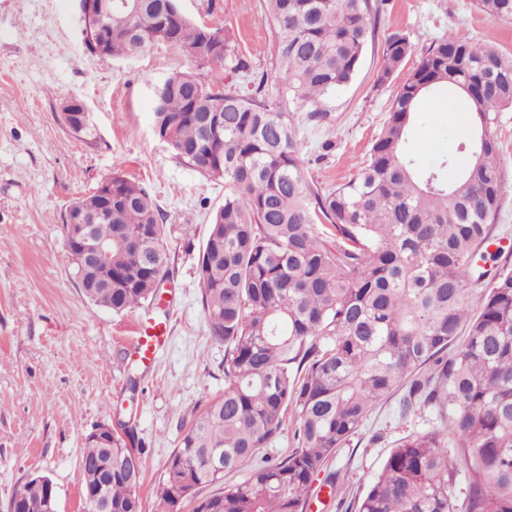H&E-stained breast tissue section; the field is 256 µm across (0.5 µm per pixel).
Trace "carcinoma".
<instances>
[{
  "instance_id": "1",
  "label": "carcinoma",
  "mask_w": 512,
  "mask_h": 512,
  "mask_svg": "<svg viewBox=\"0 0 512 512\" xmlns=\"http://www.w3.org/2000/svg\"><path fill=\"white\" fill-rule=\"evenodd\" d=\"M491 19L512 21V0H476ZM375 0H265L275 55L293 103L315 104L353 80ZM156 42L209 65L246 73L224 31L190 21L178 0H112L105 55L132 57ZM413 53L390 34L376 82ZM195 73L158 87L154 125L175 156L224 180L199 260L211 336L224 343V394L207 401L167 459L156 512H307L313 478L397 390L402 414L435 409L444 431L409 434L393 448L357 512H454L448 436L472 463L466 512H512V271L485 268L501 200L496 113L512 108V57L467 36L437 40L406 75L358 173L323 190L305 179L295 112L273 100L265 77L220 94ZM464 96L472 127L457 144L467 158L422 168L408 149L426 98ZM160 212L138 184L112 175V218L91 226L111 246L103 273L74 278L115 314L153 299L169 255ZM296 412L288 456L253 463ZM224 457V471L210 465ZM82 493L112 512H142L144 474L133 442L87 439ZM249 467L244 480L226 473ZM217 486L197 497L202 487ZM44 488L23 484L17 512H42Z\"/></svg>"
}]
</instances>
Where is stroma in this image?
<instances>
[{"mask_svg":"<svg viewBox=\"0 0 512 512\" xmlns=\"http://www.w3.org/2000/svg\"><path fill=\"white\" fill-rule=\"evenodd\" d=\"M193 22L228 30L236 54L265 76L271 97L288 89L272 53L264 0H178ZM379 22L353 82L320 112L295 114L308 180L329 189L355 175L386 122L404 80L376 84L386 38L409 36L415 53L466 35L512 56V21L489 19L475 0H380ZM210 77L208 64L158 44L137 57L94 55L84 44L79 0H0V512L30 474L54 484L58 512H83L79 463L86 436L124 422L145 461L143 512H155V485L192 412L224 391V345L211 336L198 274L224 182L193 171L154 130L156 86L171 73ZM81 101L90 129L62 120ZM471 112H431L411 128L424 164L449 161L455 147L431 148L427 126L454 132ZM503 184L493 227L512 268V110L492 126ZM138 183L161 211L170 254L161 298L120 314L78 288L63 229L71 203L104 177ZM162 319L168 340L152 367L130 347L141 314ZM139 388L130 392V377ZM399 395L379 400L361 429L312 483L310 512H354L397 440L441 427L434 411L401 415ZM338 474L336 487L327 478Z\"/></svg>","mask_w":512,"mask_h":512,"instance_id":"obj_1","label":"stroma"}]
</instances>
